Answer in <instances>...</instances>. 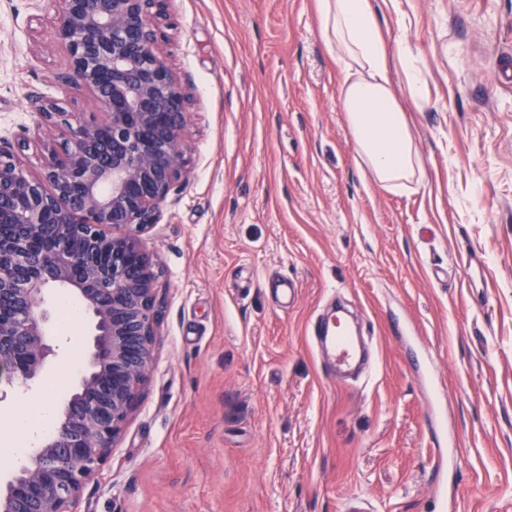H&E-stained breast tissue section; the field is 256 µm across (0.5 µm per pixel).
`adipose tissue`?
Returning a JSON list of instances; mask_svg holds the SVG:
<instances>
[{"label": "adipose tissue", "mask_w": 512, "mask_h": 512, "mask_svg": "<svg viewBox=\"0 0 512 512\" xmlns=\"http://www.w3.org/2000/svg\"><path fill=\"white\" fill-rule=\"evenodd\" d=\"M316 2L326 41L344 67L340 101L372 180L396 192L422 184L410 124L391 80L392 67H399L409 95L420 93L407 44L389 54L379 24L378 0Z\"/></svg>", "instance_id": "ef3b65f1"}]
</instances>
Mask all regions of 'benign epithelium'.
<instances>
[{
  "label": "benign epithelium",
  "mask_w": 512,
  "mask_h": 512,
  "mask_svg": "<svg viewBox=\"0 0 512 512\" xmlns=\"http://www.w3.org/2000/svg\"><path fill=\"white\" fill-rule=\"evenodd\" d=\"M57 40L67 87L99 117L37 101L44 144L31 176L0 143V367L24 383L56 349L47 288L80 300L93 325L79 390L27 463L0 483V512H68L106 461L139 404L160 318L159 288L142 238L182 178L190 98L169 67L161 22L169 0H58Z\"/></svg>",
  "instance_id": "obj_1"
}]
</instances>
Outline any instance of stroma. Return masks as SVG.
I'll use <instances>...</instances> for the list:
<instances>
[{"label": "stroma", "mask_w": 512, "mask_h": 512, "mask_svg": "<svg viewBox=\"0 0 512 512\" xmlns=\"http://www.w3.org/2000/svg\"><path fill=\"white\" fill-rule=\"evenodd\" d=\"M50 0H0V141L40 174L36 99L62 86ZM421 94L403 96L423 187L372 181L340 103L315 0H170L166 50L187 83L186 177L143 237L161 292L143 396L74 512H436L428 405L457 436V512H512V0H397ZM297 281L283 305L279 281ZM29 384L0 369L12 418L77 390L63 329ZM343 299L371 338L358 381L330 376L311 327Z\"/></svg>", "instance_id": "obj_1"}]
</instances>
